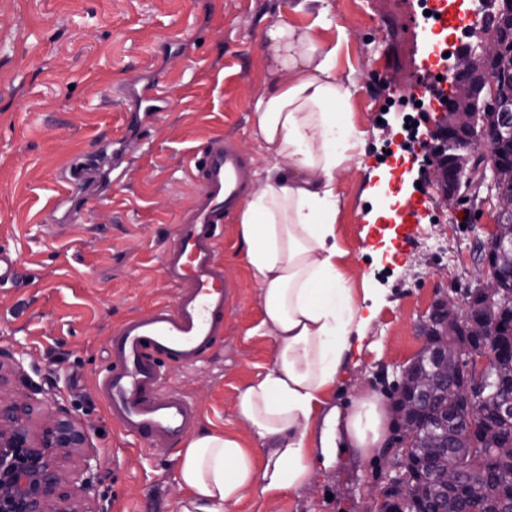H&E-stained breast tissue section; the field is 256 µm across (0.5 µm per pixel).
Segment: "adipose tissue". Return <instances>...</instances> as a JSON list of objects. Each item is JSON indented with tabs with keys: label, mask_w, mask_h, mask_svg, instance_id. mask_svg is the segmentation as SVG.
<instances>
[{
	"label": "adipose tissue",
	"mask_w": 512,
	"mask_h": 512,
	"mask_svg": "<svg viewBox=\"0 0 512 512\" xmlns=\"http://www.w3.org/2000/svg\"><path fill=\"white\" fill-rule=\"evenodd\" d=\"M269 87L253 106L272 168L238 208V236L261 290V330L276 350L266 372L239 394L237 411L257 448L203 430L176 455L175 512H234L250 493L296 491L332 468L344 449L365 459L387 441L392 410L382 396L329 406L374 317L337 266L336 180L361 142L350 91L323 49L288 20L265 32Z\"/></svg>",
	"instance_id": "obj_1"
}]
</instances>
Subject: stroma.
Instances as JSON below:
<instances>
[{
	"label": "stroma",
	"instance_id": "stroma-1",
	"mask_svg": "<svg viewBox=\"0 0 512 512\" xmlns=\"http://www.w3.org/2000/svg\"><path fill=\"white\" fill-rule=\"evenodd\" d=\"M419 0H0V253L17 264L0 281V348L14 352L41 386L91 430L98 451L97 512H172L176 438L150 446L113 421L97 383L110 364L112 330L171 301L162 265L178 216L197 190L194 157L218 133L248 158L252 186L272 162L256 134L255 99L269 78L264 32L280 20L306 26L317 8L334 19L315 29L335 48L362 133L361 164L339 176L340 262L352 288L376 290L359 364L330 397L345 408L377 392L395 402L401 370L421 348L419 326L442 293L464 295L479 267L473 247L493 217L486 189L457 211L437 201L430 166L397 165L385 153L405 140V116L434 128L440 106L422 86L432 32ZM161 80L166 111L129 122L120 86ZM427 104L414 112L415 103ZM121 153L104 190L70 186L74 160ZM407 200L400 221L381 206L386 185ZM218 253L231 285L224 334L192 365L167 362L168 387L197 408L196 429L251 432L237 416L240 390L271 366L275 342L259 335L260 289L234 217ZM378 459L346 451L306 488L247 497L236 512H367Z\"/></svg>",
	"mask_w": 512,
	"mask_h": 512
}]
</instances>
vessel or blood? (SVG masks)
I'll use <instances>...</instances> for the list:
<instances>
[{
  "mask_svg": "<svg viewBox=\"0 0 512 512\" xmlns=\"http://www.w3.org/2000/svg\"><path fill=\"white\" fill-rule=\"evenodd\" d=\"M192 174L196 195L162 256L177 288L174 299L113 329L112 362L98 380L113 420L151 444L188 434L198 416L183 394L165 387L161 363H195L222 334L231 292L218 256L219 231L249 187L242 154L220 134L211 138Z\"/></svg>",
  "mask_w": 512,
  "mask_h": 512,
  "instance_id": "obj_1",
  "label": "vessel or blood"
}]
</instances>
